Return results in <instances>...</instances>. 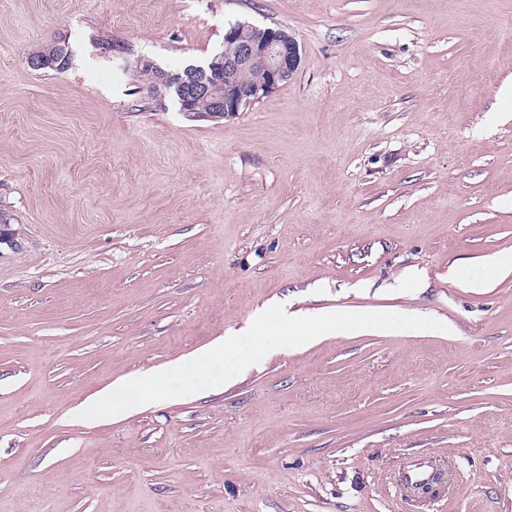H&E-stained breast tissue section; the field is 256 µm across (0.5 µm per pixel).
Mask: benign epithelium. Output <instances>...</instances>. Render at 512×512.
<instances>
[{"instance_id":"obj_1","label":"benign epithelium","mask_w":512,"mask_h":512,"mask_svg":"<svg viewBox=\"0 0 512 512\" xmlns=\"http://www.w3.org/2000/svg\"><path fill=\"white\" fill-rule=\"evenodd\" d=\"M256 60L264 63L261 76L241 80L240 74ZM300 61L299 44L287 31L237 22L224 30V50L211 71L189 70L177 91L185 101L210 98L216 115L225 117L242 111L288 81Z\"/></svg>"}]
</instances>
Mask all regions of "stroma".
Segmentation results:
<instances>
[{
  "label": "stroma",
  "instance_id": "1",
  "mask_svg": "<svg viewBox=\"0 0 512 512\" xmlns=\"http://www.w3.org/2000/svg\"><path fill=\"white\" fill-rule=\"evenodd\" d=\"M237 21L296 38L290 80L217 121L149 97ZM0 211V512H512V266L465 285L512 256V0H0ZM277 303L446 329L78 419Z\"/></svg>",
  "mask_w": 512,
  "mask_h": 512
}]
</instances>
